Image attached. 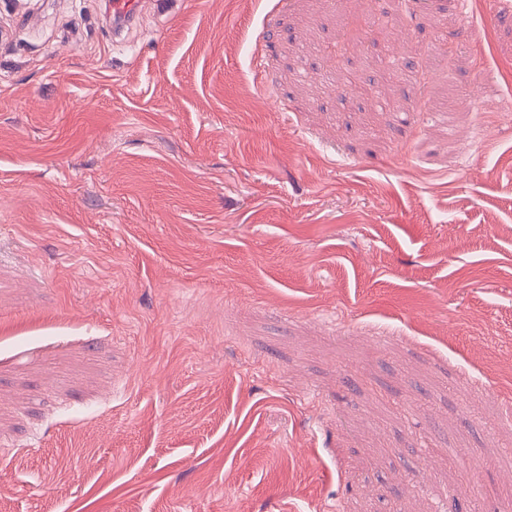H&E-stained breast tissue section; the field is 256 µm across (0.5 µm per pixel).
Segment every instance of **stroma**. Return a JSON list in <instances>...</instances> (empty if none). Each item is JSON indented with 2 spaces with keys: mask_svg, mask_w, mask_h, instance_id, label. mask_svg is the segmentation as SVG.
Returning <instances> with one entry per match:
<instances>
[{
  "mask_svg": "<svg viewBox=\"0 0 512 512\" xmlns=\"http://www.w3.org/2000/svg\"><path fill=\"white\" fill-rule=\"evenodd\" d=\"M106 3L0 0V512H512V0Z\"/></svg>",
  "mask_w": 512,
  "mask_h": 512,
  "instance_id": "35a3bbf8",
  "label": "stroma"
}]
</instances>
